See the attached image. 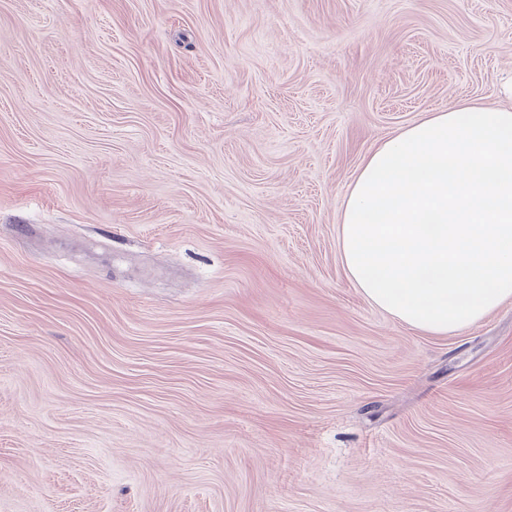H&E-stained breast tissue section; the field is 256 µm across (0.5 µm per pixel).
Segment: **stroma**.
Segmentation results:
<instances>
[{
	"mask_svg": "<svg viewBox=\"0 0 512 512\" xmlns=\"http://www.w3.org/2000/svg\"><path fill=\"white\" fill-rule=\"evenodd\" d=\"M511 82L512 0H0V512H512V301L422 333L338 248Z\"/></svg>",
	"mask_w": 512,
	"mask_h": 512,
	"instance_id": "stroma-1",
	"label": "stroma"
}]
</instances>
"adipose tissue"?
Instances as JSON below:
<instances>
[{"label": "adipose tissue", "instance_id": "adipose-tissue-1", "mask_svg": "<svg viewBox=\"0 0 512 512\" xmlns=\"http://www.w3.org/2000/svg\"><path fill=\"white\" fill-rule=\"evenodd\" d=\"M338 239L363 297L416 330L454 334L512 300V106L452 107L381 142Z\"/></svg>", "mask_w": 512, "mask_h": 512}]
</instances>
